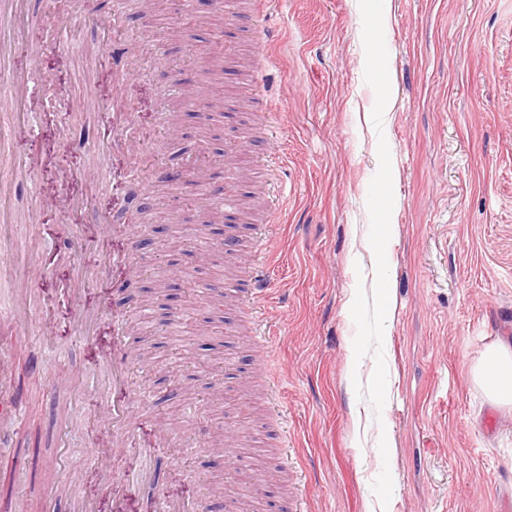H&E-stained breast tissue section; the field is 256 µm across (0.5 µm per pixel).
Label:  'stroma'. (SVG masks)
Instances as JSON below:
<instances>
[{"instance_id":"obj_1","label":"stroma","mask_w":512,"mask_h":512,"mask_svg":"<svg viewBox=\"0 0 512 512\" xmlns=\"http://www.w3.org/2000/svg\"><path fill=\"white\" fill-rule=\"evenodd\" d=\"M112 2L29 0L14 55L44 80L27 101L35 135L14 147L38 160V189H18L10 206L47 271L31 301L52 306L58 372L74 380L37 392L35 430L0 467V498L32 494L46 512L87 502L112 512L116 499L126 512H156L162 499L194 512H283L288 500L297 512H512V408L471 375L487 348H512V0H279L254 16L270 33L262 56L230 62L212 45L244 35L216 0H196L191 21L178 0L146 5L147 24L129 23L145 74L126 87L143 170L202 158L219 174L213 191L230 169L243 193L205 229L184 189L145 193L127 177L131 156L110 148ZM62 15L68 44L48 48ZM250 80L274 120L241 96ZM199 83L223 99L207 124L188 95ZM163 110L176 131L157 129ZM103 173L125 180L146 226L139 275L96 276L100 254L127 246L101 224L123 210ZM274 205L256 336L219 322L223 299L208 287L233 295L240 281L200 269L197 233L220 238L224 224L259 223ZM68 284L93 317L91 341L60 293ZM116 305L130 383L156 399L113 470L138 469L140 445L170 417L195 441L189 454L171 442L146 490L104 487L85 464L89 449L111 445L100 409L124 396L90 384L112 353ZM228 421L234 470L211 446Z\"/></svg>"}]
</instances>
